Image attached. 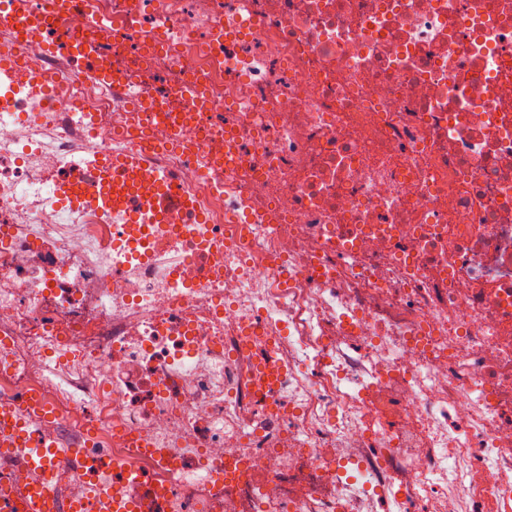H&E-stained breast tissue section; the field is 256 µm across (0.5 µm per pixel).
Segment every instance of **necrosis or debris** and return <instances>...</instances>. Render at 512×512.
Instances as JSON below:
<instances>
[{
  "mask_svg": "<svg viewBox=\"0 0 512 512\" xmlns=\"http://www.w3.org/2000/svg\"><path fill=\"white\" fill-rule=\"evenodd\" d=\"M25 400L82 451L52 512L102 472L144 512H512V0L44 16L0 85Z\"/></svg>",
  "mask_w": 512,
  "mask_h": 512,
  "instance_id": "4bbe7bcc",
  "label": "necrosis or debris"
}]
</instances>
